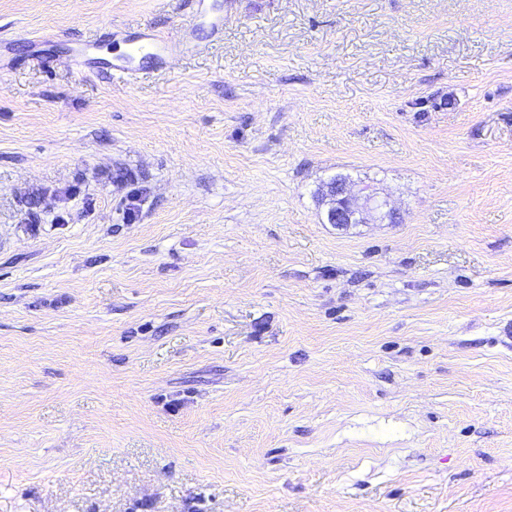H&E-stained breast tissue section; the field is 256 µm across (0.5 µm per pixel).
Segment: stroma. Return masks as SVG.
Wrapping results in <instances>:
<instances>
[{
	"label": "stroma",
	"mask_w": 512,
	"mask_h": 512,
	"mask_svg": "<svg viewBox=\"0 0 512 512\" xmlns=\"http://www.w3.org/2000/svg\"><path fill=\"white\" fill-rule=\"evenodd\" d=\"M221 2L0 0V512H512V0ZM171 53L170 44L166 40L152 38L147 44L129 47L112 63V73L133 76L138 71L137 63L140 60L147 57H167ZM318 195L322 203L327 206L325 217L328 224H335L338 228L350 224H367L370 217L386 206L379 203L373 194H366L363 202L353 193L349 180L336 175L319 189Z\"/></svg>",
	"instance_id": "stroma-1"
}]
</instances>
